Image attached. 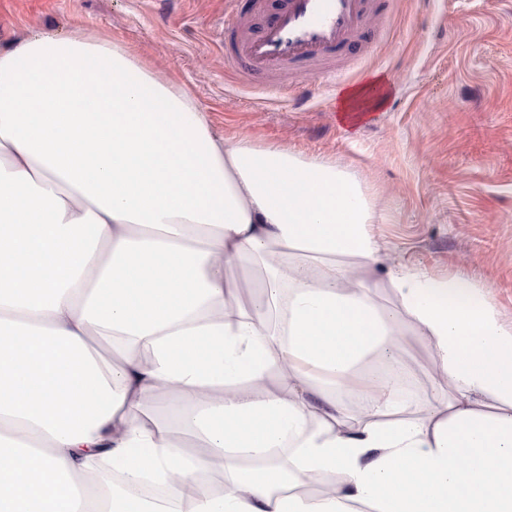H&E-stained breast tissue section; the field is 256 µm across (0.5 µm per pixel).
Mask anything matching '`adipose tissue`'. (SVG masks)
Returning <instances> with one entry per match:
<instances>
[{"label": "adipose tissue", "mask_w": 512, "mask_h": 512, "mask_svg": "<svg viewBox=\"0 0 512 512\" xmlns=\"http://www.w3.org/2000/svg\"><path fill=\"white\" fill-rule=\"evenodd\" d=\"M375 221L347 167L216 135L110 36L0 47V512H129L149 476L140 512H512V327L406 266L385 309ZM403 316L448 385L423 417L366 368Z\"/></svg>", "instance_id": "ef3b65f1"}]
</instances>
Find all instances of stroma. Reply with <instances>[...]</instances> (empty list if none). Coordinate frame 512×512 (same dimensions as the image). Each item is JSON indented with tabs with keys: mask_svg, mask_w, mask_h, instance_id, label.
<instances>
[{
	"mask_svg": "<svg viewBox=\"0 0 512 512\" xmlns=\"http://www.w3.org/2000/svg\"><path fill=\"white\" fill-rule=\"evenodd\" d=\"M227 0H0V45L30 30L125 42L208 112L217 134L348 167L377 194L375 279L397 265L461 275L512 325V0H386L383 47L336 68L248 76L224 60ZM383 106L341 115L348 88ZM416 408L447 386L401 321Z\"/></svg>",
	"mask_w": 512,
	"mask_h": 512,
	"instance_id": "stroma-1",
	"label": "stroma"
}]
</instances>
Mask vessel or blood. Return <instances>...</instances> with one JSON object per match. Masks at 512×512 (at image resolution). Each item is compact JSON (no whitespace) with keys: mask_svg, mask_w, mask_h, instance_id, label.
Segmentation results:
<instances>
[{"mask_svg":"<svg viewBox=\"0 0 512 512\" xmlns=\"http://www.w3.org/2000/svg\"><path fill=\"white\" fill-rule=\"evenodd\" d=\"M373 0H286L258 33L235 39V66L265 74L351 52L368 57L378 40L370 26Z\"/></svg>","mask_w":512,"mask_h":512,"instance_id":"obj_1","label":"vessel or blood"}]
</instances>
